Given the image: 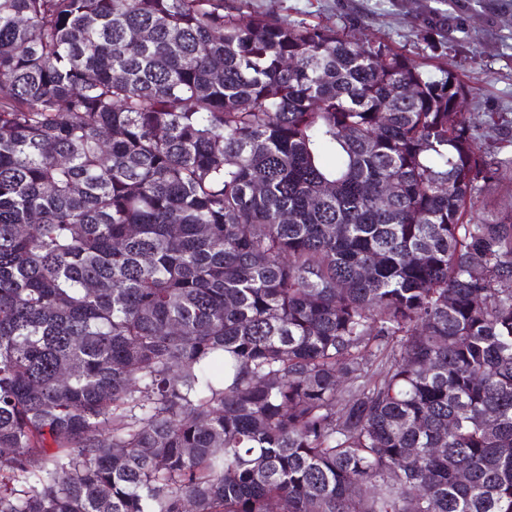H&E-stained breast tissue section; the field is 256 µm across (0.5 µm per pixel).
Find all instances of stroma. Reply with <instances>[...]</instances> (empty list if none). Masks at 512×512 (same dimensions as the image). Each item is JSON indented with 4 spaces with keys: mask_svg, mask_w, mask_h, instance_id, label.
I'll list each match as a JSON object with an SVG mask.
<instances>
[{
    "mask_svg": "<svg viewBox=\"0 0 512 512\" xmlns=\"http://www.w3.org/2000/svg\"><path fill=\"white\" fill-rule=\"evenodd\" d=\"M255 10L294 22L352 29L424 60L439 77L444 62L467 86L465 111L482 120L478 146L507 160L475 200L473 220L512 209V0H251Z\"/></svg>",
    "mask_w": 512,
    "mask_h": 512,
    "instance_id": "1",
    "label": "stroma"
}]
</instances>
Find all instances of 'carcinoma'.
Instances as JSON below:
<instances>
[{
	"label": "carcinoma",
	"mask_w": 512,
	"mask_h": 512,
	"mask_svg": "<svg viewBox=\"0 0 512 512\" xmlns=\"http://www.w3.org/2000/svg\"><path fill=\"white\" fill-rule=\"evenodd\" d=\"M465 94L250 0H0V512H512Z\"/></svg>",
	"instance_id": "cac0c4a2"
}]
</instances>
